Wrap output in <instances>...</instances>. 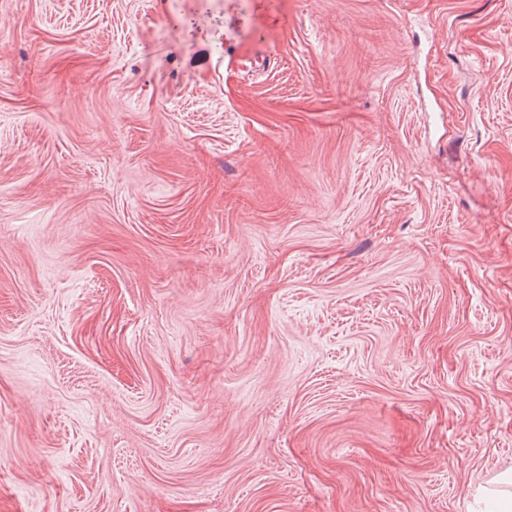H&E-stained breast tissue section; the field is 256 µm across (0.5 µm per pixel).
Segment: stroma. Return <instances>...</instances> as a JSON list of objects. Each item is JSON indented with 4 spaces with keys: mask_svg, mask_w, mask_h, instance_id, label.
Instances as JSON below:
<instances>
[{
    "mask_svg": "<svg viewBox=\"0 0 512 512\" xmlns=\"http://www.w3.org/2000/svg\"><path fill=\"white\" fill-rule=\"evenodd\" d=\"M511 466L512 0H0V512Z\"/></svg>",
    "mask_w": 512,
    "mask_h": 512,
    "instance_id": "35a3bbf8",
    "label": "stroma"
}]
</instances>
